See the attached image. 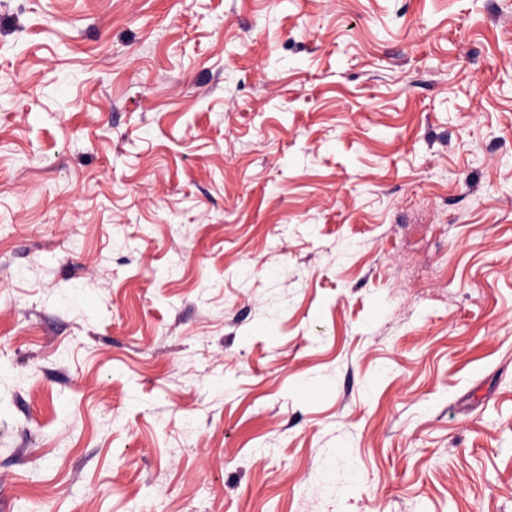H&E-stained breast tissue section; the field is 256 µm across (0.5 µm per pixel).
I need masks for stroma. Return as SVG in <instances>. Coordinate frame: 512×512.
I'll return each mask as SVG.
<instances>
[{
  "instance_id": "1",
  "label": "stroma",
  "mask_w": 512,
  "mask_h": 512,
  "mask_svg": "<svg viewBox=\"0 0 512 512\" xmlns=\"http://www.w3.org/2000/svg\"><path fill=\"white\" fill-rule=\"evenodd\" d=\"M0 512H512V0H0Z\"/></svg>"
}]
</instances>
